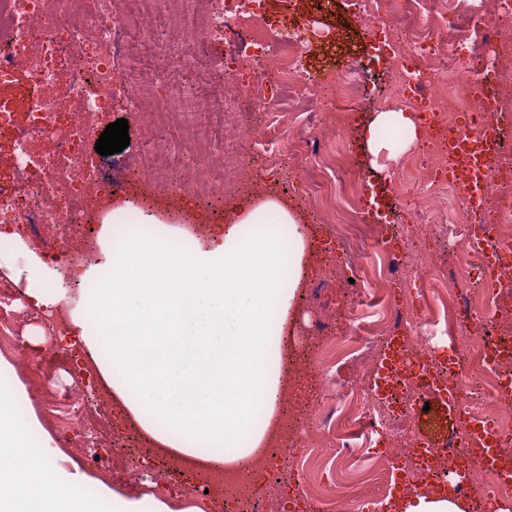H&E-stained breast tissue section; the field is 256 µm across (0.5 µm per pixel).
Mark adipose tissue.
Instances as JSON below:
<instances>
[{
	"label": "adipose tissue",
	"instance_id": "obj_1",
	"mask_svg": "<svg viewBox=\"0 0 512 512\" xmlns=\"http://www.w3.org/2000/svg\"><path fill=\"white\" fill-rule=\"evenodd\" d=\"M156 218L107 238L106 262L86 273L75 336L140 425L174 452L221 466L250 456L273 415L285 326L303 276V238L286 203L237 209L206 243L158 235ZM53 440L0 360V447L9 494L0 512H174L153 496L54 469ZM398 512H469L442 492L402 496Z\"/></svg>",
	"mask_w": 512,
	"mask_h": 512
}]
</instances>
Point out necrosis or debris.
I'll list each match as a JSON object with an SVG mask.
<instances>
[{"label": "necrosis or debris", "instance_id": "obj_1", "mask_svg": "<svg viewBox=\"0 0 512 512\" xmlns=\"http://www.w3.org/2000/svg\"><path fill=\"white\" fill-rule=\"evenodd\" d=\"M183 0H0V84L11 82L16 48L27 41L39 50L28 62V122L15 133L17 173L33 186L23 201L0 189V224L29 225L33 242L51 266H88L98 254L103 225L125 224L122 202L142 198L166 213L178 211L188 194L211 209L183 217L191 234H207L243 197L261 199L268 185L295 180L306 171L301 190L332 217L327 230L335 254L311 252L326 278L352 281L362 309L356 328H338L320 311L289 348L311 352L336 403L328 413L292 416L282 409L264 451L249 473L201 471L194 485L172 484L179 497H197L220 484L227 500L244 512H269L254 497L253 475L276 483L281 470L312 473L309 495L348 498L367 488L375 512H391L398 484L420 475L427 488L443 489L449 472L465 471L462 493L472 494L476 512L491 500L512 497V478L502 460L512 461V0H355L354 17L394 67L382 112L411 111L423 131L422 148L404 154L388 171L390 201L373 215L353 166L332 158L353 137L352 118L360 101L361 57L347 58L340 76L322 90L300 67L308 41L303 18L288 32L270 33L259 0H207L205 22L182 10ZM220 30L234 50L215 63L248 85L269 87L261 97L265 129L231 128L234 88L198 90L166 86L165 104L146 110L142 77L125 76L115 57L136 48L158 61L161 76L180 63L183 49H198L210 31ZM275 52H268L269 42ZM130 91L125 107L133 124L149 134L141 166L119 184L100 181L87 164L85 145L115 85ZM293 89L307 108L285 113L280 95ZM72 120L56 123L61 103ZM314 131L310 140L291 138L269 148V131L281 122ZM36 140L53 142L52 153L35 152ZM485 141L491 159L482 178L481 205L470 201V181L455 145ZM77 204L62 208L60 192ZM391 288L409 291L413 322L389 305ZM40 321L52 344L33 351L21 329ZM67 333L64 308L51 314L31 306L12 285L0 281V335L24 365H36L53 380L73 365L60 343ZM449 336L452 358L439 360L430 339ZM454 393L456 421L447 441L424 446L412 430H397L421 396ZM43 421L57 433L72 458L106 461L111 449L100 431L110 424L99 411L95 388L74 380L62 392L40 391ZM491 426L496 447L483 457L473 427ZM339 461L342 481L326 486L322 473Z\"/></svg>", "mask_w": 512, "mask_h": 512}]
</instances>
